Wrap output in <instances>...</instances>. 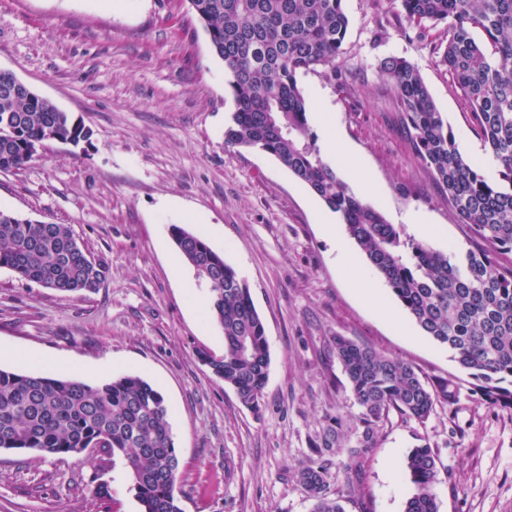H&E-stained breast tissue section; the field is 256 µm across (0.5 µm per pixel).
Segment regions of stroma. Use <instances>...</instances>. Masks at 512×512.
<instances>
[{"instance_id":"1","label":"stroma","mask_w":512,"mask_h":512,"mask_svg":"<svg viewBox=\"0 0 512 512\" xmlns=\"http://www.w3.org/2000/svg\"><path fill=\"white\" fill-rule=\"evenodd\" d=\"M346 81L311 73L336 135L373 180L368 203L439 251L477 249L431 171L414 154L384 58L414 63L460 151L485 156L471 109L435 46L441 28L405 29L398 0H344ZM13 72L89 130L87 142L45 143L17 171H0V210L68 225L106 266L92 294L63 293L0 269V368L67 374L96 384L142 377L164 396L179 450L183 512H310L296 471L328 469L345 512H404L414 486L402 468L428 445L440 472V512H512V408L493 405L445 346L426 336L370 267L338 214L274 157L229 148L235 110L224 63L187 0H0V70ZM215 227L208 244L248 286L269 344L258 409L212 376L224 352L207 309L210 288L169 233ZM333 225L327 234L325 225ZM377 294L362 299L345 269ZM341 335L401 358L457 388L418 421L390 410L364 444L361 409L333 349ZM105 482L112 497L97 494ZM140 512L122 458L0 452V512Z\"/></svg>"}]
</instances>
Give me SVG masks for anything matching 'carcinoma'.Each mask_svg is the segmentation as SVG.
Listing matches in <instances>:
<instances>
[{
    "label": "carcinoma",
    "instance_id": "cac0c4a2",
    "mask_svg": "<svg viewBox=\"0 0 512 512\" xmlns=\"http://www.w3.org/2000/svg\"><path fill=\"white\" fill-rule=\"evenodd\" d=\"M224 62L235 102L228 147L258 148L306 184L345 225L348 236L386 282L416 325L453 352L486 399L512 401V0H400L407 25L445 26L440 62L469 102L488 160L485 168L459 150L420 71L387 57L378 76L390 85L417 157L432 170L461 223L484 247L445 253L408 237L403 226L364 202L321 154L310 129L300 76H345L350 19L344 0H188ZM480 33L482 38L475 37ZM55 137L77 146L89 132L50 101L29 91L10 96L0 82V171L22 168ZM170 234L211 291L210 313L224 334V354L205 356L214 377L242 404L258 406L270 365L262 319L238 272L198 235L173 224ZM0 268L61 292H94L106 267L90 259L65 224L0 211ZM332 348L362 409L364 439L390 410L424 420L437 403H452V381H426L410 363L344 336ZM98 451L122 456L141 512H182L180 457L160 391L136 375L98 384L67 375L0 369V452L46 455ZM415 492L405 512H439L438 459L427 445L403 462ZM311 512H344L326 491L327 468L297 471Z\"/></svg>",
    "mask_w": 512,
    "mask_h": 512
}]
</instances>
